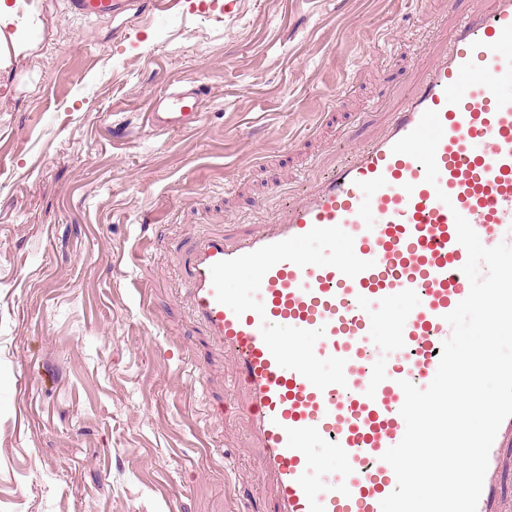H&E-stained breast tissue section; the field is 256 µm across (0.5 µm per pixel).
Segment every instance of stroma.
Returning <instances> with one entry per match:
<instances>
[{
    "instance_id": "obj_1",
    "label": "stroma",
    "mask_w": 512,
    "mask_h": 512,
    "mask_svg": "<svg viewBox=\"0 0 512 512\" xmlns=\"http://www.w3.org/2000/svg\"><path fill=\"white\" fill-rule=\"evenodd\" d=\"M29 2L0 66V512H272L247 418L210 413L246 397L181 299L187 239L258 227L488 0H236L220 21L200 0L92 21ZM186 81L198 123L153 132ZM200 86L193 83L170 84L154 99L147 122L158 132L190 129L198 121L202 109Z\"/></svg>"
}]
</instances>
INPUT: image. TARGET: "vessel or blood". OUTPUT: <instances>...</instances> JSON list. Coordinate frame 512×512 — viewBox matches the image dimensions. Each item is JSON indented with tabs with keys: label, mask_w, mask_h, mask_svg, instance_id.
<instances>
[{
	"label": "vessel or blood",
	"mask_w": 512,
	"mask_h": 512,
	"mask_svg": "<svg viewBox=\"0 0 512 512\" xmlns=\"http://www.w3.org/2000/svg\"><path fill=\"white\" fill-rule=\"evenodd\" d=\"M68 4L86 20L120 6ZM201 108L199 85L173 83L147 122L158 132L187 130ZM428 110L443 127L434 186L417 160L392 151ZM459 215L484 246L512 244V0L456 19L383 130L350 145L327 173H309L268 224L231 244L220 234L195 244L184 298L230 353L249 395L274 512H381L395 490L382 456L406 430L400 383L428 387L451 334L445 317L470 291ZM311 242L321 255L307 254ZM239 274L244 299L226 286ZM383 347L394 353L391 364L369 371L371 353ZM327 365L332 374H320ZM315 440L330 449L335 470L317 473L308 453ZM510 446L512 417L491 447L477 512H503L491 475Z\"/></svg>",
	"instance_id": "b4317fda"
}]
</instances>
